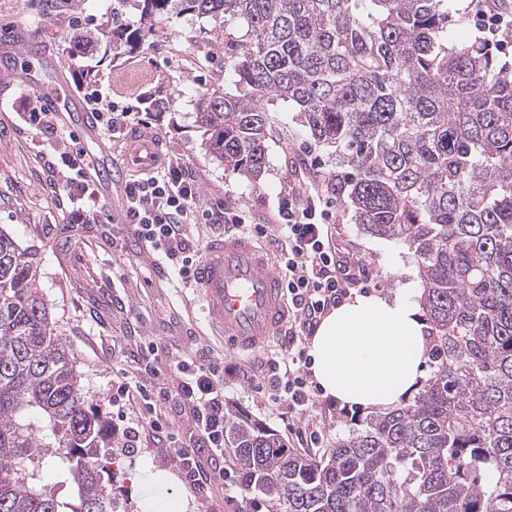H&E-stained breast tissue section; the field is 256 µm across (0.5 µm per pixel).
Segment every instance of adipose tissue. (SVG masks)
Returning <instances> with one entry per match:
<instances>
[{"label":"adipose tissue","instance_id":"ef3b65f1","mask_svg":"<svg viewBox=\"0 0 512 512\" xmlns=\"http://www.w3.org/2000/svg\"><path fill=\"white\" fill-rule=\"evenodd\" d=\"M419 278L392 298L358 295L334 308L310 344L315 381L343 405L389 409L423 377L428 326Z\"/></svg>","mask_w":512,"mask_h":512}]
</instances>
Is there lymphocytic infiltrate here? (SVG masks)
<instances>
[{
  "mask_svg": "<svg viewBox=\"0 0 512 512\" xmlns=\"http://www.w3.org/2000/svg\"><path fill=\"white\" fill-rule=\"evenodd\" d=\"M469 10L475 27L488 44L499 52L512 48V0H471ZM87 104L95 111L104 131L112 132L127 125L133 113L113 107L110 96L101 88L77 83ZM87 154L77 148L48 162L51 173L62 174L57 189L59 207L71 223L95 224L106 217L107 209L96 185L83 173ZM330 208L323 196H309L305 204L286 200L278 206L282 220L278 240L282 246L285 286L293 307L288 326V355L284 365H272L280 386L279 397L289 407H304L312 395L301 374L306 364L300 336L311 334L329 306L339 302L354 280L347 263L330 245L322 223ZM126 214L134 234L153 253L171 261L182 280H189L201 250L191 241L187 228L198 217L220 224L245 227L248 218L228 206L200 211L197 186L178 159H168L165 166L126 184ZM182 382L172 402L187 397L196 400L192 420L215 453L224 451V368L221 360L194 366L181 365Z\"/></svg>",
  "mask_w": 512,
  "mask_h": 512,
  "instance_id": "obj_1",
  "label": "lymphocytic infiltrate"
}]
</instances>
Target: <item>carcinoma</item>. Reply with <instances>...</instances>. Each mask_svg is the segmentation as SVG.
<instances>
[{"mask_svg": "<svg viewBox=\"0 0 512 512\" xmlns=\"http://www.w3.org/2000/svg\"><path fill=\"white\" fill-rule=\"evenodd\" d=\"M184 12L224 22V75L242 90L199 99L210 153L257 183L267 105L297 112L336 154L329 189L356 223L413 253L435 367L319 460L224 413L244 498L284 512H512V76L487 43L448 40V0H112V47ZM39 273L0 231V512H107L112 437ZM49 457L66 497L40 476Z\"/></svg>", "mask_w": 512, "mask_h": 512, "instance_id": "obj_1", "label": "carcinoma"}]
</instances>
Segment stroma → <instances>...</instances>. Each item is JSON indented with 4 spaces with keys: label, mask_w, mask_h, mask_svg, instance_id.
Returning <instances> with one entry per match:
<instances>
[{
    "label": "stroma",
    "mask_w": 512,
    "mask_h": 512,
    "mask_svg": "<svg viewBox=\"0 0 512 512\" xmlns=\"http://www.w3.org/2000/svg\"><path fill=\"white\" fill-rule=\"evenodd\" d=\"M112 19V0H0V39L20 33L22 39L48 46L51 63L66 82L83 78L109 92L114 105L143 115L147 126L164 142L170 156L195 179L203 208L227 203L250 215L253 223L276 233L279 200L305 203L315 193L326 194L336 174V159L316 146L298 124L294 112L277 102L271 107L275 134L268 143L267 169L259 183L228 176L223 163L209 154L195 124L199 97L214 90L235 93L224 79V28L210 18L181 14L159 23L131 52L113 55L103 35ZM92 45H84V37ZM0 230L24 248L36 251L39 287L52 305V314L77 358L81 384L90 401L100 403L105 423L134 435L133 447L113 443L108 512H140L143 487L135 476L141 466L166 472L171 498L182 512H235L241 496L236 460L224 453V471L210 481L190 483L178 460L156 443L150 421L159 420L170 432L189 438L191 403L181 408L160 395L181 382V361L210 356L239 366L224 378V402L274 430L289 450L322 456L346 438L369 409L331 403L310 383L313 406L289 410L263 379V366L285 355L282 340L271 341L248 358L226 350L205 335L200 297L188 283L172 280L171 263L154 261L139 251L126 224H72L59 209L47 182L44 160L59 155L69 133L98 156L103 146L120 161L125 132L80 135L77 115L63 113L50 135L25 126L22 110L44 105L40 93L23 91L21 84L0 85ZM329 229L337 253L364 260L366 277L356 291L390 296L405 281L416 262L402 243L371 236L356 224L353 213L339 200L331 202ZM151 357H143L145 345ZM134 383L122 409L112 406V387L118 379ZM313 423L321 433L318 447L302 446L289 433L288 423Z\"/></svg>",
    "instance_id": "1"
}]
</instances>
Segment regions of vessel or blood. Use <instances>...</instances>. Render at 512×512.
<instances>
[{
	"instance_id": "vessel-or-blood-1",
	"label": "vessel or blood",
	"mask_w": 512,
	"mask_h": 512,
	"mask_svg": "<svg viewBox=\"0 0 512 512\" xmlns=\"http://www.w3.org/2000/svg\"><path fill=\"white\" fill-rule=\"evenodd\" d=\"M42 92L59 112L79 103L61 78ZM127 144L123 163L92 160L86 167L106 196L120 191L127 169L148 171L165 158L162 141L145 127L134 128ZM192 283L202 292L209 326L223 336L227 350L256 353L271 339L282 336L288 326L285 282L272 268L268 249L247 234L227 232L210 239L192 270Z\"/></svg>"
}]
</instances>
